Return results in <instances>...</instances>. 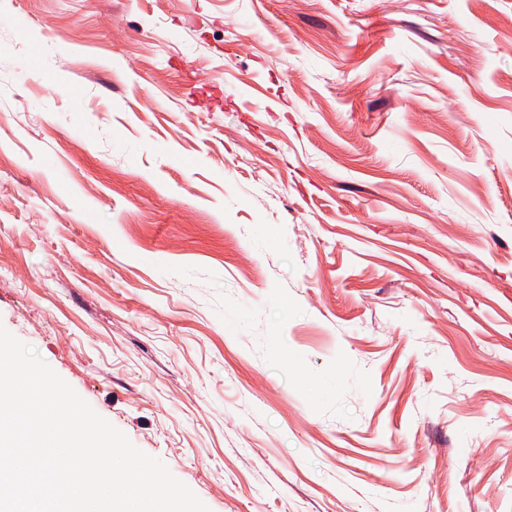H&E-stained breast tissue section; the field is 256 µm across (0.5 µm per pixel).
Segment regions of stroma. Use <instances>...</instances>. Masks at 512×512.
<instances>
[{"label":"stroma","instance_id":"obj_1","mask_svg":"<svg viewBox=\"0 0 512 512\" xmlns=\"http://www.w3.org/2000/svg\"><path fill=\"white\" fill-rule=\"evenodd\" d=\"M1 15V325L210 512H512V0Z\"/></svg>","mask_w":512,"mask_h":512}]
</instances>
